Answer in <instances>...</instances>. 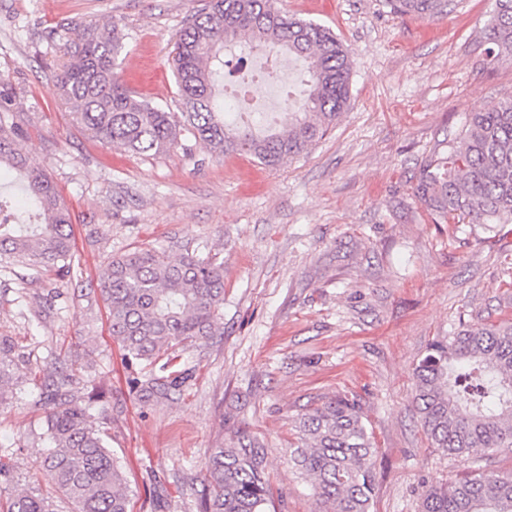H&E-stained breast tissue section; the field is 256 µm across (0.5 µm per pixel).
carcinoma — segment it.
Here are the masks:
<instances>
[{
    "instance_id": "cac0c4a2",
    "label": "carcinoma",
    "mask_w": 512,
    "mask_h": 512,
    "mask_svg": "<svg viewBox=\"0 0 512 512\" xmlns=\"http://www.w3.org/2000/svg\"><path fill=\"white\" fill-rule=\"evenodd\" d=\"M396 14L435 16L448 0H388ZM73 22L52 33L58 58L53 92L73 107L71 121L106 147L157 156L191 135L217 155H250L276 167L298 157L332 128L350 100L351 58L333 31L281 13L274 0H203L175 42L173 73L184 112H168L128 90L120 78L125 34L112 19ZM487 57L512 55V0H495L486 27ZM265 47L304 63L291 88L288 120L240 127L224 116V75ZM15 89L0 80V168L17 174L34 205L15 215L0 194V260L24 270L23 284H72L79 260L68 208L44 167L18 148L24 135L12 111ZM415 195L453 224H512V98L473 113L461 140L423 166ZM98 288L108 329L128 365H159L129 379L144 401L171 397L194 377L188 350L224 335V260L204 247L172 260L143 243L109 258ZM20 356L0 334V405L15 398L11 369ZM88 360L57 378L42 368L31 378L34 405L45 413L47 453L40 468L49 489L15 491L0 512H57L55 497L75 512H131L126 479L104 426L106 391ZM414 400L432 447L454 457L512 447V321L473 325L432 343L415 367ZM82 385L76 392L75 386ZM375 448L358 404L337 396L299 421L294 466L311 481L324 512H370ZM267 449L253 438L210 450L200 512H268ZM421 512H512V474L470 473L428 489Z\"/></svg>"
}]
</instances>
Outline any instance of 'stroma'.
I'll return each mask as SVG.
<instances>
[{
  "label": "stroma",
  "instance_id": "35a3bbf8",
  "mask_svg": "<svg viewBox=\"0 0 512 512\" xmlns=\"http://www.w3.org/2000/svg\"><path fill=\"white\" fill-rule=\"evenodd\" d=\"M199 0H0V76L16 91L19 148L44 165L74 219L82 291L45 310L48 284L0 272V333L16 338L28 379L45 347L94 360L109 392L112 452L132 512H198L210 449L258 438L268 450L269 512H318L290 460L300 418L353 398L376 448L371 512H420L431 487L471 471L512 473V448L470 458L432 447L414 369L435 340L512 318V224L434 218L414 195L425 162L462 137L468 116L512 97V57L489 60L493 0H450L428 19L388 0H276L332 29L352 60L350 101L305 155L272 170L217 156L191 136L158 156L91 140L52 94L50 34L64 20L119 21L127 88L182 111L171 57ZM167 255L208 246L224 257V334L190 350L196 376L175 400L146 404L128 384L95 285L110 256L139 242ZM44 411L0 405V462L35 482Z\"/></svg>",
  "mask_w": 512,
  "mask_h": 512
}]
</instances>
